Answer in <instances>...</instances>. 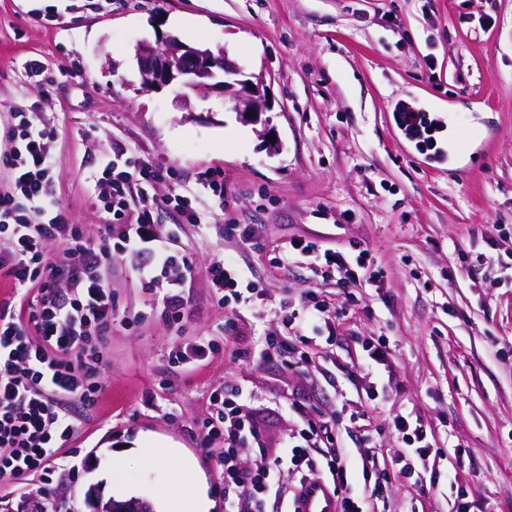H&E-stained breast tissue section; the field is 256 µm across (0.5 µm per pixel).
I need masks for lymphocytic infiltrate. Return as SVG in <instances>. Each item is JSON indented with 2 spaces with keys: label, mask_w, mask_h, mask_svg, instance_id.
<instances>
[{
  "label": "lymphocytic infiltrate",
  "mask_w": 512,
  "mask_h": 512,
  "mask_svg": "<svg viewBox=\"0 0 512 512\" xmlns=\"http://www.w3.org/2000/svg\"><path fill=\"white\" fill-rule=\"evenodd\" d=\"M10 118L14 146L0 160V276L18 290L37 287L38 294L27 302L28 318L0 308V475L23 479L51 469L59 448L73 438L70 401L94 405L105 387L103 345L112 330L115 306L104 271L112 262L113 248L134 257L149 255L151 262L141 268L140 277L153 286L172 272L192 269L189 255L173 250L163 234L160 212L175 211L188 224L201 223L202 217L194 196L178 191L177 169L158 167L120 149L105 154L91 173L101 189L103 223L120 225V235L87 240L56 198V132L32 127L18 109ZM162 182L174 184V191L158 195L155 186ZM50 243L77 260L64 291L58 285L57 264L46 250ZM294 254L313 258L347 287L360 284L365 276L373 282L384 276L382 270L371 269L368 248L358 244L342 253L299 238L271 262L287 267ZM209 274L218 305L239 302L244 293L255 290L254 285H243L233 260L213 265ZM211 403L201 429L205 443L222 444L213 458L225 512H270L269 495L286 463L299 471L324 465L340 512H380L389 486L411 479L418 462L430 454L421 419L395 417L393 430L403 443L397 453L401 468H364L363 488L355 493L348 484V458L336 432L325 421L314 420L304 403L294 405L301 421L298 430L274 450L264 445L242 389L213 394ZM254 453L259 463L247 465L246 456Z\"/></svg>",
  "instance_id": "obj_1"
}]
</instances>
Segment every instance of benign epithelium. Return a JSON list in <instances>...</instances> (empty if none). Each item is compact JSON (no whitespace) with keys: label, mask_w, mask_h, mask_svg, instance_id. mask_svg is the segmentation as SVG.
Here are the masks:
<instances>
[{"label":"benign epithelium","mask_w":512,"mask_h":512,"mask_svg":"<svg viewBox=\"0 0 512 512\" xmlns=\"http://www.w3.org/2000/svg\"><path fill=\"white\" fill-rule=\"evenodd\" d=\"M143 85L147 88L167 86L175 81L205 97L218 91L233 103V110L248 123H258L270 110V104L257 83L239 79L241 68L225 54H215L203 47L185 45L172 37L159 50L147 42L137 48ZM92 512H154L143 499L117 501L104 499L97 489L87 493Z\"/></svg>","instance_id":"7a95c632"}]
</instances>
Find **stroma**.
Returning <instances> with one entry per match:
<instances>
[{
	"mask_svg": "<svg viewBox=\"0 0 512 512\" xmlns=\"http://www.w3.org/2000/svg\"><path fill=\"white\" fill-rule=\"evenodd\" d=\"M170 34L223 49L259 78L268 124L244 122L217 92L144 88L136 46L164 48ZM32 61L77 75L39 83L25 73ZM14 106L56 129L57 198L85 237L103 231L87 176L112 147L178 169L203 216H161L194 262L180 323L162 315L167 283L144 286L139 259L113 252L105 390L96 405L70 403L76 433L59 450L82 467L28 480L55 512H90L92 486L157 510L161 494L198 478L224 512L200 425L227 385L250 395L270 448L297 427V401L334 424L356 460L376 448L393 462V419L421 416L440 450L427 461L435 484L423 498L390 487L386 512H451L452 471L478 512H512V0H0V156ZM402 106L458 131L453 163H431L404 137ZM205 173L223 176V197ZM229 224L252 225L258 248L226 235ZM298 237L363 245L382 282L354 287L348 306L305 257L273 267V248ZM467 253L483 254L482 266L465 269ZM225 258L258 297L218 305L209 270ZM308 287L331 303L327 318L303 313ZM271 333L302 336L306 360L259 356ZM199 336L216 349L177 362ZM369 336L385 341L383 365L364 357Z\"/></svg>",
	"mask_w": 512,
	"mask_h": 512,
	"instance_id": "obj_1",
	"label": "stroma"
}]
</instances>
